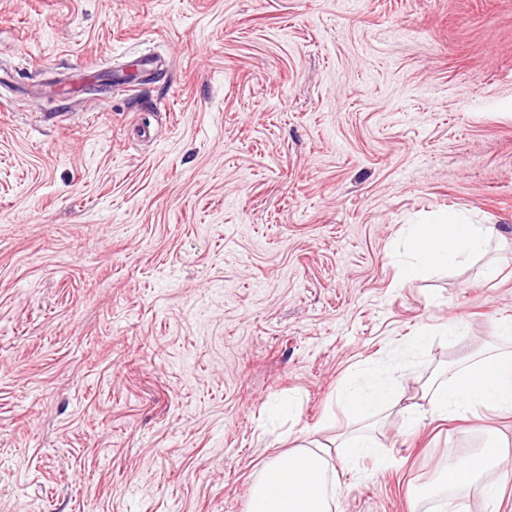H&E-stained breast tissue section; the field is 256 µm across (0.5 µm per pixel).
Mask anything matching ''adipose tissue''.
<instances>
[{
  "mask_svg": "<svg viewBox=\"0 0 512 512\" xmlns=\"http://www.w3.org/2000/svg\"><path fill=\"white\" fill-rule=\"evenodd\" d=\"M489 230L449 214L435 224L409 225L401 248L406 260L400 277L410 282L436 270L463 266L485 252ZM436 415L467 416L481 409L512 414V351H472L457 366L432 375L424 385ZM342 398L360 418L398 403L391 380L365 374L343 390ZM477 450L454 465L439 468L437 482L449 501L463 492L498 494L505 454L485 428L474 429ZM338 476L317 441L298 437L287 455L270 459L251 488L249 512H331Z\"/></svg>",
  "mask_w": 512,
  "mask_h": 512,
  "instance_id": "obj_1",
  "label": "adipose tissue"
}]
</instances>
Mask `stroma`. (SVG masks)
I'll use <instances>...</instances> for the list:
<instances>
[{"mask_svg":"<svg viewBox=\"0 0 512 512\" xmlns=\"http://www.w3.org/2000/svg\"><path fill=\"white\" fill-rule=\"evenodd\" d=\"M446 210L497 239L399 283ZM507 326L512 0H0V512H246L385 364L332 512H441L421 385ZM345 403L354 410L361 419L368 418L373 411L396 405L399 402L396 389L391 380L378 379L372 373L364 375L359 382L357 375L352 384L341 393ZM336 448H347L353 458H362L373 454L374 441L368 427L352 429L340 436Z\"/></svg>","mask_w":512,"mask_h":512,"instance_id":"stroma-1","label":"stroma"}]
</instances>
